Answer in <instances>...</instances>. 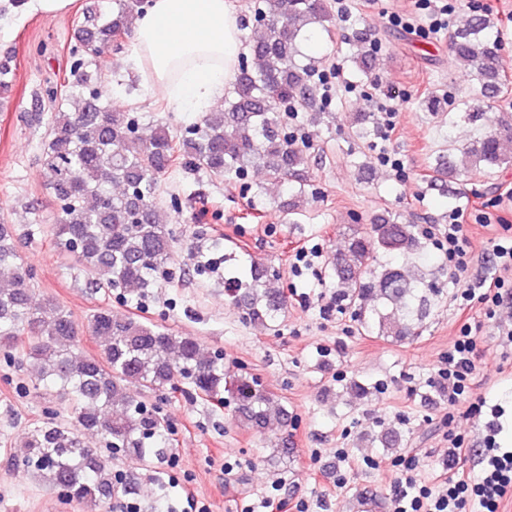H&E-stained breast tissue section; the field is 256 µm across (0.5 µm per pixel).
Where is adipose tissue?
Segmentation results:
<instances>
[{"mask_svg":"<svg viewBox=\"0 0 512 512\" xmlns=\"http://www.w3.org/2000/svg\"><path fill=\"white\" fill-rule=\"evenodd\" d=\"M242 51L230 0H149L123 64L160 90L170 111L199 115L223 101Z\"/></svg>","mask_w":512,"mask_h":512,"instance_id":"obj_1","label":"adipose tissue"}]
</instances>
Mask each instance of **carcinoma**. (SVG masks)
<instances>
[{
	"mask_svg": "<svg viewBox=\"0 0 512 512\" xmlns=\"http://www.w3.org/2000/svg\"><path fill=\"white\" fill-rule=\"evenodd\" d=\"M143 0H95L83 9L68 74L62 89H47L56 103L48 119L41 162L57 203L55 223L47 225L56 245L81 267L86 284L119 295L144 294L156 287L162 267L175 261L177 239L159 223L156 197L162 176L179 164H190L213 176H242L262 169L280 184L292 214L309 195L305 156L285 132L279 112L314 99L312 73L317 60L303 62V43L329 31V0H259L256 15L278 23L248 43L224 110L207 112L192 127L173 131L158 122L150 135L139 133L140 116L114 112L103 95L96 58L132 30ZM347 57L355 78L368 79L375 69V44L357 36ZM455 58L473 73L485 102L504 90L506 62L492 32L491 20L471 16L451 39ZM15 70L0 61V95L9 93ZM425 112L450 109L448 101L426 95ZM353 135L371 138L375 123L354 113ZM468 162L460 166L453 153L437 157L433 172L450 178L483 174L512 166V118L487 129L463 148ZM420 231L400 217L379 216L367 231H355L329 264L336 303L371 313L365 327L402 340L420 332L429 317L436 290L423 272L412 273L422 243ZM232 300L251 323L271 329L288 307L279 274L251 263L235 273ZM102 341L96 355L79 351L83 332ZM22 341L34 385L57 388L70 403L67 421L50 418L27 436L22 462L43 472L63 497L96 512H110L119 482L112 457L85 444L88 434L110 451L144 460L159 453L145 440L161 435V419L129 396L137 383L152 391L176 389L182 378L204 397L234 405L236 420L256 432L271 421L286 429L292 413L275 394L249 375L224 370V357L206 354L192 336H177L131 314L114 317L100 308L86 323L52 301L36 297L34 273L23 262L11 225L0 223V348L10 354Z\"/></svg>",
	"mask_w": 512,
	"mask_h": 512,
	"instance_id": "carcinoma-1",
	"label": "carcinoma"
}]
</instances>
